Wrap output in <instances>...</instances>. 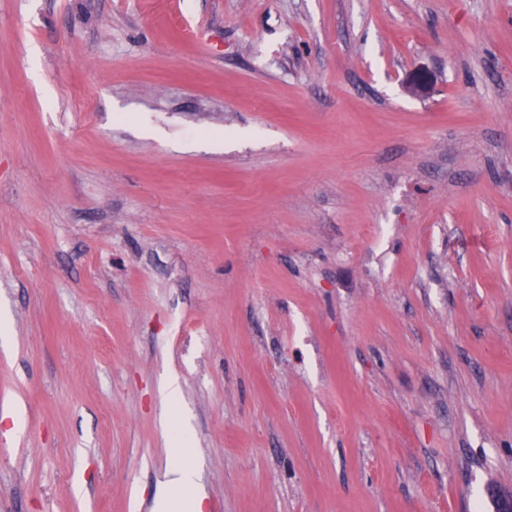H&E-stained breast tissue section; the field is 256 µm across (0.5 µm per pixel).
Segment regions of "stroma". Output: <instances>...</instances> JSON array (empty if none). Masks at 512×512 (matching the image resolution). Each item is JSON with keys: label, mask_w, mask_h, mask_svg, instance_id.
<instances>
[{"label": "stroma", "mask_w": 512, "mask_h": 512, "mask_svg": "<svg viewBox=\"0 0 512 512\" xmlns=\"http://www.w3.org/2000/svg\"><path fill=\"white\" fill-rule=\"evenodd\" d=\"M0 309V512H155L172 377L204 512H492L512 0H0Z\"/></svg>", "instance_id": "35a3bbf8"}]
</instances>
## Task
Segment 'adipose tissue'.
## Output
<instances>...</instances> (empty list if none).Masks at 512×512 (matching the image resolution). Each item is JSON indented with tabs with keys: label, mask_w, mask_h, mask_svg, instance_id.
I'll list each match as a JSON object with an SVG mask.
<instances>
[{
	"label": "adipose tissue",
	"mask_w": 512,
	"mask_h": 512,
	"mask_svg": "<svg viewBox=\"0 0 512 512\" xmlns=\"http://www.w3.org/2000/svg\"><path fill=\"white\" fill-rule=\"evenodd\" d=\"M172 428V461L165 470V491L158 499L157 512H203V499L197 490V465L184 443L185 425L179 421Z\"/></svg>",
	"instance_id": "1"
}]
</instances>
